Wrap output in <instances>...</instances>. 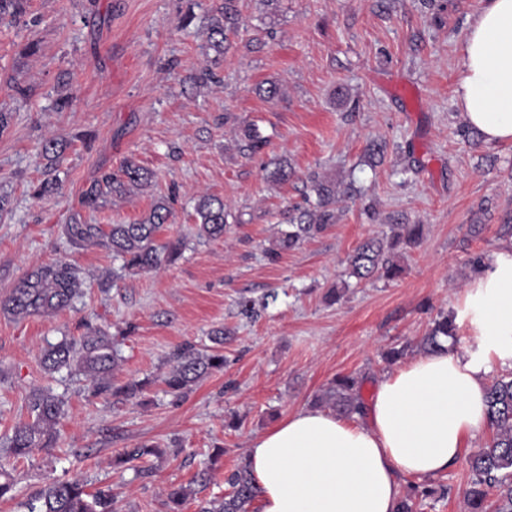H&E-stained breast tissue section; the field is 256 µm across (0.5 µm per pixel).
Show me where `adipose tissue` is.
Returning a JSON list of instances; mask_svg holds the SVG:
<instances>
[{
    "instance_id": "1",
    "label": "adipose tissue",
    "mask_w": 512,
    "mask_h": 512,
    "mask_svg": "<svg viewBox=\"0 0 512 512\" xmlns=\"http://www.w3.org/2000/svg\"><path fill=\"white\" fill-rule=\"evenodd\" d=\"M455 98L487 144H512V0H486L460 48ZM479 345L385 375L366 418L301 408L257 438L247 461L260 512H395L404 476L455 466L488 424L484 376L512 361V243L488 258L460 310Z\"/></svg>"
}]
</instances>
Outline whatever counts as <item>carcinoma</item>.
<instances>
[{"instance_id": "cac0c4a2", "label": "carcinoma", "mask_w": 512, "mask_h": 512, "mask_svg": "<svg viewBox=\"0 0 512 512\" xmlns=\"http://www.w3.org/2000/svg\"><path fill=\"white\" fill-rule=\"evenodd\" d=\"M27 0H0V20L14 19L25 11ZM240 16L239 0H224L216 8L209 28L208 48L222 55L231 45L230 36L237 33ZM267 142L259 127L246 124L236 140V148L245 155H253ZM63 144L54 137L43 141L41 157L44 161V179L38 194L45 195L59 188L58 166ZM367 162L376 167L384 160L385 144L378 140L367 142ZM270 181L287 183L298 177L296 170L286 162H278L267 173ZM155 173L126 160L117 172H108L85 190L80 205L96 210L113 192L127 194L132 190H145L153 185ZM315 202L304 208H293L283 215L285 224L278 228L276 248L270 256L298 247L316 237L327 226L336 223V203L340 194L351 198L360 193L354 181L339 190L336 181L317 171L303 174ZM171 214L170 201L158 198L148 214L129 224H84L72 218L66 233L71 244L84 247L88 244H105L123 261V268L132 272H151L178 256L173 246H157L154 238L167 223ZM197 237L214 241L224 237L232 213L218 196H200L196 207ZM400 231L391 237H368L362 240L349 256L350 275L358 280L384 278L392 280L402 269L394 262V251L401 245L416 242L422 233L420 224H401ZM83 279L79 271L67 264L40 265L25 274L11 293L0 297V315L14 320L30 316H49L68 307L82 293ZM455 317L443 314L421 339L420 349L433 352L443 348V341L455 340ZM231 339V333L219 327L211 331L210 340L215 347L199 350L193 346L176 349L170 356L171 366L161 382L166 392L175 398L186 396L205 378L224 370L221 346ZM121 356L114 339L107 329L89 326L79 341L64 339L50 346L41 356L44 371L52 374L66 368L70 373L85 378L88 391L94 398L116 401L136 397L149 384L145 379L124 385L113 383V372ZM361 380L354 375H338L317 393L312 401L316 408L351 418L362 414ZM491 439L478 448L470 458L471 481L464 491L469 512H512V375L495 379L485 387ZM29 420L13 427L6 438L7 451L14 458H26L35 452L51 448L58 436V427L65 416L66 401L45 388H34L26 397ZM162 450L153 444L132 448L115 460L123 465L132 460L159 456ZM231 492L199 506L198 512H248L247 506L256 498L255 481L245 463H240L226 478ZM434 494L431 489L414 491L399 500L397 512H415L417 498ZM191 485L173 486L167 493L169 512H183L193 497ZM110 490L99 489L93 493L78 479L50 484L39 490L28 503V512H117Z\"/></svg>"}]
</instances>
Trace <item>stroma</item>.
Returning a JSON list of instances; mask_svg holds the SVG:
<instances>
[{
	"label": "stroma",
	"mask_w": 512,
	"mask_h": 512,
	"mask_svg": "<svg viewBox=\"0 0 512 512\" xmlns=\"http://www.w3.org/2000/svg\"><path fill=\"white\" fill-rule=\"evenodd\" d=\"M220 0H29L24 15L0 24V296L38 263L66 262L84 278L72 307L50 317L0 315V443L27 420L35 387L66 398L55 448L15 462L13 497L0 512H27L30 498L56 480L84 481L117 495L119 512H168L170 486L193 484L184 512L223 496L225 475L252 442L289 413L310 407L336 375L362 377L363 399L393 366L383 355L408 346L407 361L439 313L458 312L479 258L500 248L501 220L512 212V144L473 145L459 136L454 99L467 21L484 0H243L238 33L222 57L205 55L206 26ZM191 24H184V17ZM35 54H26L29 43ZM216 80L203 85V69ZM279 83L270 99L259 85ZM27 87L16 96L13 85ZM70 102L58 107L59 88ZM346 101H339L338 92ZM255 123L268 143L250 157L234 147L239 127ZM63 140L61 188L37 196L38 152L45 137ZM386 141L383 163L369 167L368 140ZM128 159L155 172L151 188L108 197L95 211L78 200L102 172ZM298 173L355 181L363 198L342 199L340 218L299 248L270 259L283 210L303 201L301 183L266 177L271 162ZM223 198L235 216L223 239L195 235L200 195ZM161 196L172 217L159 242L178 243L176 260L149 273L122 271L103 246L71 245V215L90 224L135 221ZM485 230L468 234L474 212ZM403 220L422 227L401 247L393 280L357 281L348 257L366 236L389 234ZM341 300L327 304L329 288ZM256 302L255 314L239 303ZM120 343L115 383L150 379L136 399L89 397L68 371L47 375L40 354L86 325ZM231 330L227 364L186 397L160 378L180 345L209 346L217 327ZM151 443L161 458L112 461ZM223 449L211 462L214 449ZM468 458L425 478L435 496L416 512H467Z\"/></svg>",
	"instance_id": "obj_1"
}]
</instances>
